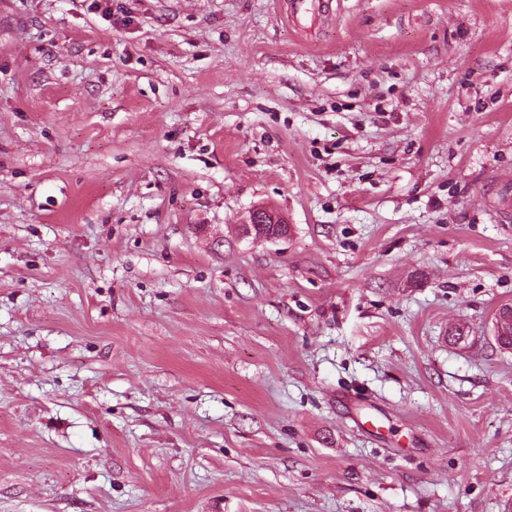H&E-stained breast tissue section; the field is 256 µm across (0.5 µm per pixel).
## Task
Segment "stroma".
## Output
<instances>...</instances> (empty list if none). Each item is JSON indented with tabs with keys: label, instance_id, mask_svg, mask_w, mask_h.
<instances>
[{
	"label": "stroma",
	"instance_id": "1",
	"mask_svg": "<svg viewBox=\"0 0 512 512\" xmlns=\"http://www.w3.org/2000/svg\"><path fill=\"white\" fill-rule=\"evenodd\" d=\"M292 3L0 0V512H512V0Z\"/></svg>",
	"mask_w": 512,
	"mask_h": 512
}]
</instances>
